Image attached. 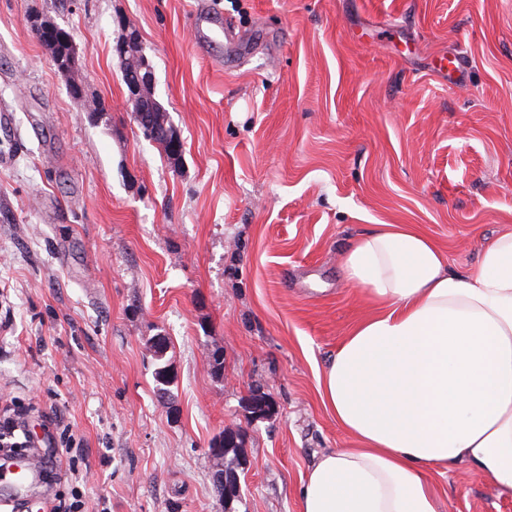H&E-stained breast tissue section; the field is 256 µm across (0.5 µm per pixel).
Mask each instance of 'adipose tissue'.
Instances as JSON below:
<instances>
[{"mask_svg": "<svg viewBox=\"0 0 512 512\" xmlns=\"http://www.w3.org/2000/svg\"><path fill=\"white\" fill-rule=\"evenodd\" d=\"M378 305L319 377L350 436L322 454L302 512H444L430 476L468 464L512 496V231L464 276L407 224H380L342 256Z\"/></svg>", "mask_w": 512, "mask_h": 512, "instance_id": "obj_1", "label": "adipose tissue"}]
</instances>
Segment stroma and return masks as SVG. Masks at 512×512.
Here are the masks:
<instances>
[{
  "instance_id": "1",
  "label": "stroma",
  "mask_w": 512,
  "mask_h": 512,
  "mask_svg": "<svg viewBox=\"0 0 512 512\" xmlns=\"http://www.w3.org/2000/svg\"><path fill=\"white\" fill-rule=\"evenodd\" d=\"M192 2L0 0V398L43 454L71 427L87 467L59 459L34 500L224 512L208 450L233 424L229 508L301 512L317 456L349 443L317 375L372 311L342 253L410 224L464 274L512 227V0H214L243 43L230 62L198 55ZM36 18L72 32L73 75ZM129 31L179 163L125 105ZM256 391L271 414L250 417ZM433 487L446 512H512L464 464Z\"/></svg>"
}]
</instances>
